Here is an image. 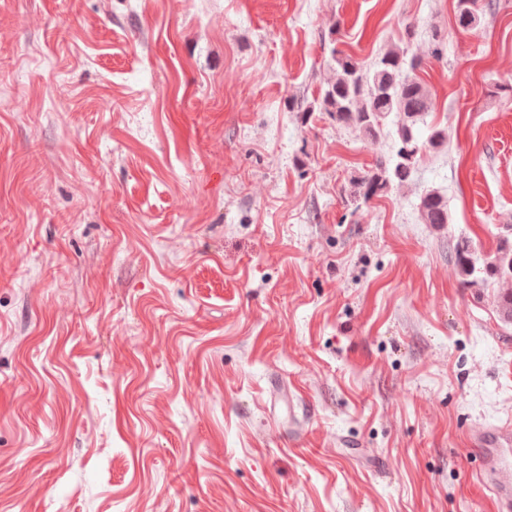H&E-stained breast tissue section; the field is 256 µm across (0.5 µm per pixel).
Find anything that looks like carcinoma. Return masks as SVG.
<instances>
[{"mask_svg": "<svg viewBox=\"0 0 512 512\" xmlns=\"http://www.w3.org/2000/svg\"><path fill=\"white\" fill-rule=\"evenodd\" d=\"M480 22L478 0H458L457 23L473 29ZM336 76L327 85L319 101L305 108L307 112H326L338 124L355 128L366 136H377L383 119L392 112L405 116L397 129L396 162L389 167L383 160L360 178L364 197L369 198L388 188L392 182H407L418 162L419 142L415 126L432 109L429 91L409 71L420 65V59L408 57V48L394 46L382 53L369 67L349 55L333 52ZM420 216L425 224L448 223V207L436 191L427 193L420 203ZM462 284L473 286L481 273L484 279L512 280V240L504 237L493 256L478 266L480 256L467 242L454 247Z\"/></svg>", "mask_w": 512, "mask_h": 512, "instance_id": "cac0c4a2", "label": "carcinoma"}]
</instances>
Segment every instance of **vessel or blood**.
I'll use <instances>...</instances> for the list:
<instances>
[{
    "label": "vessel or blood",
    "instance_id": "vessel-or-blood-1",
    "mask_svg": "<svg viewBox=\"0 0 512 512\" xmlns=\"http://www.w3.org/2000/svg\"><path fill=\"white\" fill-rule=\"evenodd\" d=\"M484 465L480 473L496 505V512H512V426L478 429L470 435Z\"/></svg>",
    "mask_w": 512,
    "mask_h": 512
}]
</instances>
